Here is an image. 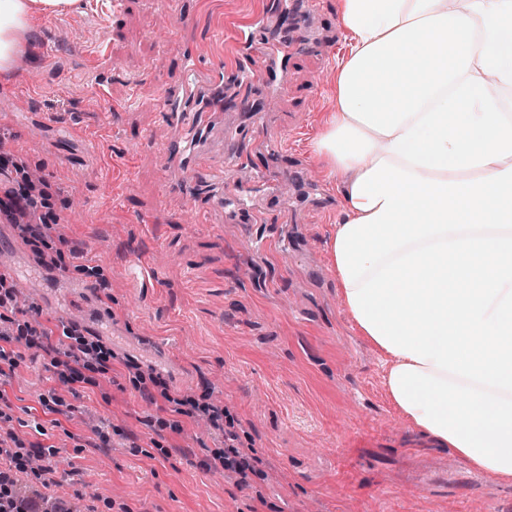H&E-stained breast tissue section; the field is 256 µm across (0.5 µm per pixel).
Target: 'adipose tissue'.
<instances>
[{
	"mask_svg": "<svg viewBox=\"0 0 512 512\" xmlns=\"http://www.w3.org/2000/svg\"><path fill=\"white\" fill-rule=\"evenodd\" d=\"M0 0V70L34 15ZM336 109L312 145L336 179L340 297L437 447L512 479V0H337Z\"/></svg>",
	"mask_w": 512,
	"mask_h": 512,
	"instance_id": "obj_1",
	"label": "adipose tissue"
}]
</instances>
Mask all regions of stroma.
Masks as SVG:
<instances>
[{"label": "stroma", "mask_w": 512, "mask_h": 512, "mask_svg": "<svg viewBox=\"0 0 512 512\" xmlns=\"http://www.w3.org/2000/svg\"><path fill=\"white\" fill-rule=\"evenodd\" d=\"M183 2L201 60L224 71L226 123L256 131L245 143L213 136L208 165L184 183L161 172L162 151L182 149L162 112L183 59L162 0L35 17L27 50L0 71V128L41 170L72 249L57 279L29 248L0 264L32 288L40 322L73 314L117 354L70 392L48 357L23 350L6 393L17 435L53 452L44 492L98 512H512V480L449 470L447 450L399 412L340 301L327 247L341 202L310 152L336 107V0H317L318 47L280 88L234 75L244 22L274 12L284 36L276 0ZM230 153L246 158L233 193L220 180ZM254 167L288 191L268 194ZM127 356L160 373L168 397L156 386L144 397ZM53 388L63 403L50 411ZM205 394L228 407L259 471L214 476L223 437L171 404Z\"/></svg>", "instance_id": "1"}]
</instances>
